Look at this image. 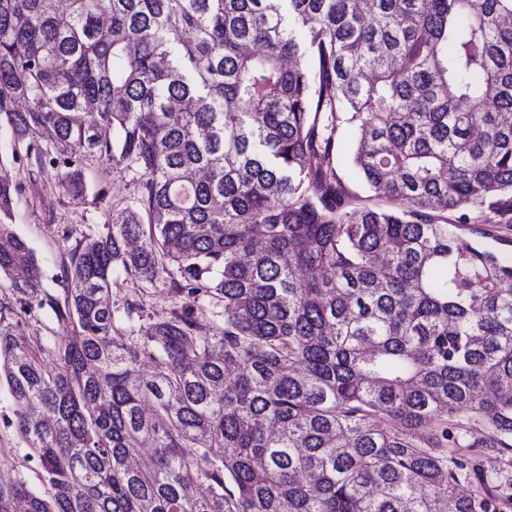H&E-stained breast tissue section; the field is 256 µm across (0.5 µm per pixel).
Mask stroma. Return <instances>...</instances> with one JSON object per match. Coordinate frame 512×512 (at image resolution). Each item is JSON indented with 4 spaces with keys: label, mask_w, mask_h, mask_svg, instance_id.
<instances>
[{
    "label": "stroma",
    "mask_w": 512,
    "mask_h": 512,
    "mask_svg": "<svg viewBox=\"0 0 512 512\" xmlns=\"http://www.w3.org/2000/svg\"><path fill=\"white\" fill-rule=\"evenodd\" d=\"M8 179L23 187L13 213L15 232L36 256L42 269V293L62 296L66 286L63 264L67 250L82 234L98 232L107 225L113 211L135 206L138 198V173L98 157L85 164L87 192L69 198L58 187L54 170L30 171L13 162L0 166ZM113 332L130 335L141 319L168 315L182 308L198 314H210L207 301H193L188 296H174L168 288L157 285L139 288L122 268L112 271ZM13 405L6 387L0 386V448L9 449L13 465L0 466V480L9 481L25 471L27 450L14 429L3 420L11 415Z\"/></svg>",
    "instance_id": "obj_1"
}]
</instances>
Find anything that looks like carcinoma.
Listing matches in <instances>:
<instances>
[{
  "mask_svg": "<svg viewBox=\"0 0 512 512\" xmlns=\"http://www.w3.org/2000/svg\"><path fill=\"white\" fill-rule=\"evenodd\" d=\"M506 113L512 0H0L12 161L69 197L90 156L142 177L68 252L50 364L0 182V384L40 483L0 512H504L495 467L459 488L512 453V261L459 230L512 226ZM115 266L222 322L112 335Z\"/></svg>",
  "mask_w": 512,
  "mask_h": 512,
  "instance_id": "cac0c4a2",
  "label": "carcinoma"
}]
</instances>
